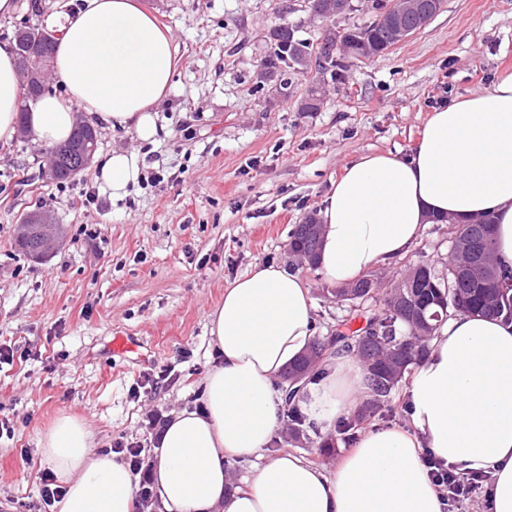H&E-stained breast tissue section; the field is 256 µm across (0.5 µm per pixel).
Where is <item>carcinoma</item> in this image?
<instances>
[{"label":"carcinoma","instance_id":"obj_1","mask_svg":"<svg viewBox=\"0 0 512 512\" xmlns=\"http://www.w3.org/2000/svg\"><path fill=\"white\" fill-rule=\"evenodd\" d=\"M268 37L274 51L266 60V68L288 80V72L304 57L322 55L320 44L300 35L297 26L275 27ZM391 40L386 29L371 21L362 27L336 32V42L368 44L380 53ZM495 224L487 217L472 219L464 225V239L477 249L494 237ZM319 242L307 233V225L297 224L290 232L288 248L292 253L318 254ZM372 275L344 287L334 288L336 300L349 304L364 321L358 329L336 332L327 359L352 354L364 364L366 392L363 404L336 425V438L311 436L313 425L301 409L305 394L300 393L282 404V422L288 439L316 443L329 451L335 440L353 442L365 422L392 411L393 393L427 354L432 337L448 315L456 312H479L512 323V266L499 263L488 269L480 256L470 254L459 269L445 262L438 264L420 259L409 265L408 272L384 294L369 287Z\"/></svg>","mask_w":512,"mask_h":512}]
</instances>
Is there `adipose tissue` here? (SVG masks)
Returning a JSON list of instances; mask_svg holds the SVG:
<instances>
[{
  "instance_id": "ef3b65f1",
  "label": "adipose tissue",
  "mask_w": 512,
  "mask_h": 512,
  "mask_svg": "<svg viewBox=\"0 0 512 512\" xmlns=\"http://www.w3.org/2000/svg\"><path fill=\"white\" fill-rule=\"evenodd\" d=\"M55 75L65 96L43 95L27 116L35 141L64 142L83 108L94 126L159 131L152 110L171 87L177 48L169 29L137 0H82L63 13ZM14 46L0 42V142L17 134L23 91ZM96 170L125 194L140 166L130 153L97 156ZM489 216L497 257L512 265V75L435 110L410 155L367 154L349 163L323 201L318 272L349 284L392 263L433 218ZM213 363L200 408L176 413L153 463L162 512H447L446 493L425 457L455 472L490 475L491 512H512V324L454 313L430 343L403 391L407 423L360 433L331 468L281 451L267 454L278 425L283 367L314 337L309 287L280 266H255L224 290L210 314ZM351 355L329 361L307 388L303 408L320 430L333 429L364 395ZM41 458L65 494L58 512H135L128 465L95 452L90 429L63 416L40 441ZM253 462L229 488L225 465Z\"/></svg>"
}]
</instances>
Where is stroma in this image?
Returning <instances> with one entry per match:
<instances>
[{"mask_svg":"<svg viewBox=\"0 0 512 512\" xmlns=\"http://www.w3.org/2000/svg\"><path fill=\"white\" fill-rule=\"evenodd\" d=\"M70 0H18L0 18V41L16 27L48 20ZM167 26L178 48L173 88L158 102L159 135L104 129L99 150L133 152L140 177L113 197L87 168L64 184L37 176L42 144L0 146V342L30 359L0 368V502L24 512H56L41 496L38 440L72 415L98 450L116 443L153 460L159 438L147 417L198 408L212 362L209 315L224 290L254 265L297 274L314 300L315 333L334 335L351 316L315 270L288 253L289 232L318 217L345 166L359 156L409 154L438 103L490 87L512 73V0H443L406 42L349 62L327 78L324 104L300 105L315 69L292 75L287 96L272 97L257 70L268 29L323 28L308 0H140ZM53 210L66 229L39 261L16 245L22 213ZM102 227L99 238L85 226ZM448 227L431 224L394 263L378 267L397 281L420 258L446 260ZM131 336L139 354L112 353Z\"/></svg>","mask_w":512,"mask_h":512,"instance_id":"35a3bbf8","label":"stroma"}]
</instances>
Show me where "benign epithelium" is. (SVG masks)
I'll use <instances>...</instances> for the list:
<instances>
[{"label":"benign epithelium","instance_id":"7a95c632","mask_svg":"<svg viewBox=\"0 0 512 512\" xmlns=\"http://www.w3.org/2000/svg\"><path fill=\"white\" fill-rule=\"evenodd\" d=\"M352 7V0H330L328 9L319 18L325 21L336 19ZM418 17V27L425 26L434 13L425 10L423 0H391V5L381 13L376 22L389 29L393 43L409 38L415 28L406 26L402 19ZM56 33L44 25H35L34 40L24 47H17V75L26 100L36 101L49 89L54 74V53L48 47L54 45ZM77 127L84 133L78 140L67 141L56 146V151L67 154L73 172L91 165L99 146V132L88 120L77 117ZM59 168L49 153H44L39 175L46 182L56 181ZM16 237L35 245L32 257L43 260L51 255L63 241V225L59 224L54 211L37 209L26 213L17 224Z\"/></svg>","mask_w":512,"mask_h":512}]
</instances>
